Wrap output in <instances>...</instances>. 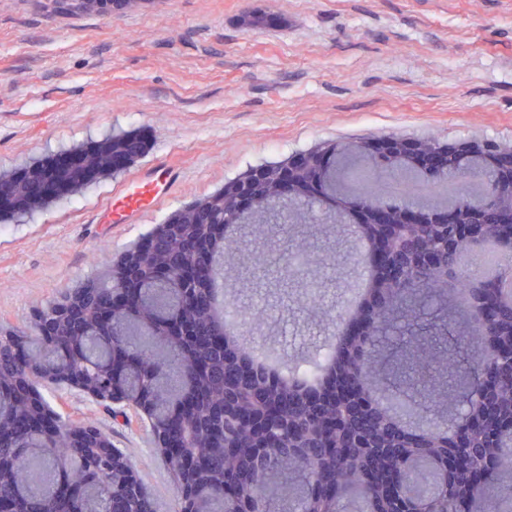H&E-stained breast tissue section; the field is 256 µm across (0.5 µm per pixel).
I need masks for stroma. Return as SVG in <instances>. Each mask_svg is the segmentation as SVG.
<instances>
[{
  "mask_svg": "<svg viewBox=\"0 0 512 512\" xmlns=\"http://www.w3.org/2000/svg\"><path fill=\"white\" fill-rule=\"evenodd\" d=\"M112 134L141 140L134 163L0 223V325H29L154 225L253 166L389 135L512 143V0H137L101 12L0 0V171ZM305 231L239 233L245 262L225 274L236 307L270 308L251 338L292 361L331 337L367 274L347 261L349 227ZM270 249L325 255L317 316L289 311L296 289L255 270ZM46 397L125 453L156 512H176L142 418L74 389Z\"/></svg>",
  "mask_w": 512,
  "mask_h": 512,
  "instance_id": "stroma-1",
  "label": "stroma"
}]
</instances>
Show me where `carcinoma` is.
Masks as SVG:
<instances>
[{"mask_svg": "<svg viewBox=\"0 0 512 512\" xmlns=\"http://www.w3.org/2000/svg\"><path fill=\"white\" fill-rule=\"evenodd\" d=\"M398 179L429 188L408 164L342 151L320 183L346 211L364 203L375 183ZM313 203L309 209H314ZM307 209V210H309ZM307 210H270L278 224L307 220ZM406 277L369 276L365 302L339 312L337 345L288 377L241 355L247 343L227 335L248 315L230 304L203 315L191 298H218L212 246L224 263L236 244L210 234L196 247L190 278L114 266L91 279L86 317L60 323L53 336L20 332L0 340V423L25 413L28 431L0 442V501L15 512H155L151 497L128 485L112 453H93L80 430L41 397L28 393L40 370L72 372L102 393L151 408L146 421L182 443L163 462L178 512H512V311L494 298L512 290L478 288L461 272L442 280L416 263L448 243L456 259L482 246L453 224H410ZM184 231L144 242L178 260ZM273 409L279 431L256 434L215 409ZM468 426L471 447L450 446Z\"/></svg>", "mask_w": 512, "mask_h": 512, "instance_id": "cac0c4a2", "label": "carcinoma"}]
</instances>
